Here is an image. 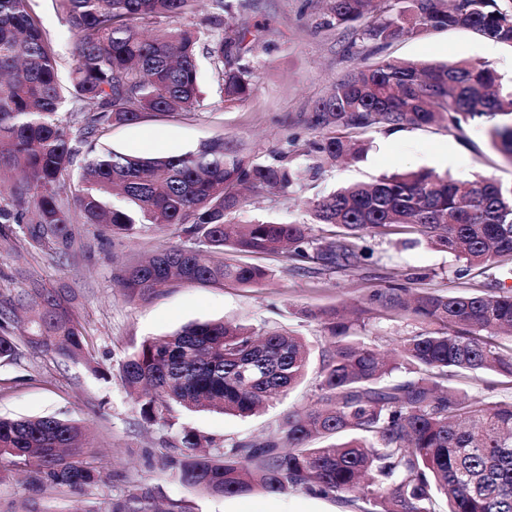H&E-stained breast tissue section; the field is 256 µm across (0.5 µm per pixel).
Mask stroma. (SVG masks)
Returning <instances> with one entry per match:
<instances>
[{"label": "stroma", "instance_id": "stroma-1", "mask_svg": "<svg viewBox=\"0 0 512 512\" xmlns=\"http://www.w3.org/2000/svg\"><path fill=\"white\" fill-rule=\"evenodd\" d=\"M242 9L227 15L230 28L246 30L255 50L250 58L256 81L249 98L224 106L217 93V73L206 54L198 69L205 110L165 116L150 114L134 124L100 130L91 147L97 152L132 155L181 154L214 138L243 149L262 161L283 158L290 167L305 170L304 179L287 191L246 195L237 221L272 220L305 223L314 242L326 227L312 221L317 200L342 186L372 181L402 170H432L461 180L492 176L512 185V163L489 145L487 123L477 119L462 130L444 127H406L396 131L370 130L371 147L356 162L331 164L310 150L318 133L309 124L316 100L334 79L354 67L383 58L412 62L489 60L500 73L512 76V47L499 45L485 57V38L466 30L431 31L394 41L383 48L357 51L352 43L357 24L324 26L326 0H245ZM30 8L53 42L59 75L68 78L74 65V32L59 0H29ZM451 155L448 165L438 164ZM68 254L31 249L23 258L0 248V293L21 283L39 281L49 288L75 293L81 321L91 337L93 365L65 361L23 349L17 360L0 362V415L38 417L58 415L86 423L90 442L85 457L103 473L102 482L88 491L95 502L139 486L159 490L163 500L184 504L189 512H347V504L297 490L267 495L212 496L175 481L156 462L160 449L179 445L182 430L211 437L255 436L269 431L285 413L308 405L316 392L317 372L329 346L313 313L341 305H362L376 288L396 280L408 288L460 292L467 278L448 253L427 244L402 245L397 236H368L362 242L368 256L358 266L300 270L295 262L264 256L272 271L260 285H205L182 282L127 298L119 286L122 269L139 253L167 245L188 246L176 228L142 229L131 236H100L90 224L75 223ZM224 320L261 329L279 324L296 331L309 343L311 356L305 381L273 402L263 413L240 419L224 413L175 409L171 426L145 423L137 405L119 379V366L144 340L164 336L191 322ZM70 496L42 492L30 483L28 472L16 467L0 476V512H68Z\"/></svg>", "mask_w": 512, "mask_h": 512}]
</instances>
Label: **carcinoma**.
<instances>
[{
  "label": "carcinoma",
  "mask_w": 512,
  "mask_h": 512,
  "mask_svg": "<svg viewBox=\"0 0 512 512\" xmlns=\"http://www.w3.org/2000/svg\"><path fill=\"white\" fill-rule=\"evenodd\" d=\"M205 1L203 28L180 20ZM75 32V65L60 82L57 53L28 0H0V169L13 174L0 198V246L15 242L16 224L31 248L66 252L75 216L111 236L140 226L180 227L216 254L282 253L322 268L351 267L365 258L368 233L407 234L462 263L460 274L512 275V187L492 176L457 180L426 170L386 174L318 200L313 218L342 229L313 244L305 224L229 220L243 189L285 190L302 172L266 163L207 141L194 151L154 157L88 154L77 187L69 169L100 128L133 123L150 113H191L204 106L197 51L206 49L224 104L246 100L254 67L243 37L224 30L232 0H60ZM336 24L365 20L359 40L381 47L433 29H466L512 46V11L497 0H330ZM165 18L148 32L138 23ZM68 107L72 122L60 117ZM491 122L489 142L512 156V81L487 62L460 59L419 64L381 59L336 79L310 117L321 139L314 151L354 162L368 150L359 134L408 126L460 131L477 118ZM120 197L122 204L114 203ZM261 265L204 261L199 251L167 246L137 260L121 277L129 297L182 281L253 286ZM443 294L389 285L368 308L395 313L415 330L382 354L339 310L313 314L330 341L322 354L318 393L302 413L289 412L261 438L227 439L217 447L186 430L180 446L158 462L182 484L210 495L304 490L362 502V512H512V398L489 402L448 385L449 377L492 372L512 390V291ZM67 292L31 283L0 296V361L20 355V343L65 360H89V342ZM26 312L23 332L7 328ZM309 348L282 326L258 332L224 321L191 324L142 342L122 362L119 378L149 424L167 423L176 407L216 408L250 417L299 385ZM403 369L407 377L393 372ZM80 422L53 415L0 417V464L19 463L32 484L60 494L102 481L84 457ZM156 492L141 488L100 508L71 512H158Z\"/></svg>",
  "instance_id": "1"
}]
</instances>
